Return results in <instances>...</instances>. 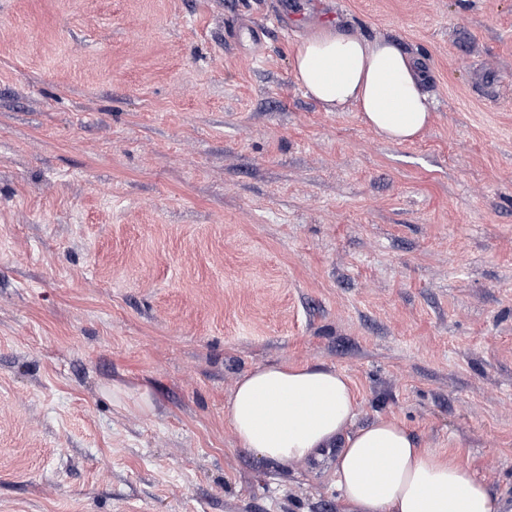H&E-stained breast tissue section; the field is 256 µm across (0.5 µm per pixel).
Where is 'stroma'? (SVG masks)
I'll list each match as a JSON object with an SVG mask.
<instances>
[{
    "label": "stroma",
    "mask_w": 512,
    "mask_h": 512,
    "mask_svg": "<svg viewBox=\"0 0 512 512\" xmlns=\"http://www.w3.org/2000/svg\"><path fill=\"white\" fill-rule=\"evenodd\" d=\"M336 18L421 65V136L304 94ZM281 363L512 512V0H0V512H340L229 423Z\"/></svg>",
    "instance_id": "35a3bbf8"
}]
</instances>
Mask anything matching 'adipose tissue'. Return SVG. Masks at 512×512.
Segmentation results:
<instances>
[{
  "mask_svg": "<svg viewBox=\"0 0 512 512\" xmlns=\"http://www.w3.org/2000/svg\"><path fill=\"white\" fill-rule=\"evenodd\" d=\"M291 64L299 85L326 111L355 106L386 140H410L431 120L424 76L393 42L325 21L296 45ZM227 416L242 447L265 462L327 460L342 512H498L486 482L456 459L418 447L404 424L356 426V396L334 368L254 367L237 381Z\"/></svg>",
  "mask_w": 512,
  "mask_h": 512,
  "instance_id": "ef3b65f1",
  "label": "adipose tissue"
}]
</instances>
